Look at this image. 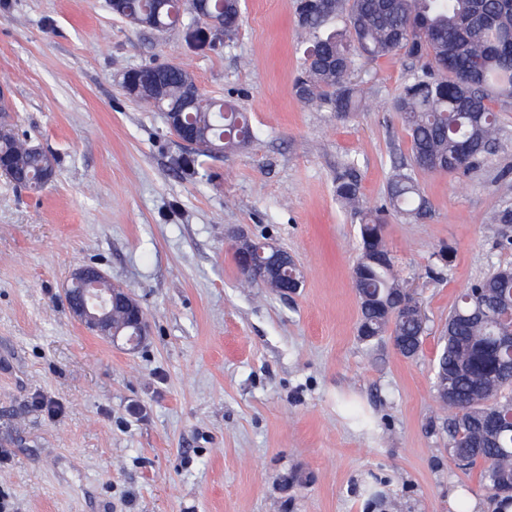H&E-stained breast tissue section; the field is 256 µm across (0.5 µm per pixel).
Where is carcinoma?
Returning <instances> with one entry per match:
<instances>
[{"mask_svg": "<svg viewBox=\"0 0 512 512\" xmlns=\"http://www.w3.org/2000/svg\"><path fill=\"white\" fill-rule=\"evenodd\" d=\"M224 4V31L239 23V0H199L213 10ZM143 16L162 32L181 23L188 40L212 43L214 29L201 25L197 12L162 10L144 3ZM301 39L310 43L295 92L316 108L340 117L362 104L354 81L358 62L401 54L421 63L408 71L390 103L410 139V160L394 166L387 183L386 208L406 220L427 218L422 174H464L477 170L505 133L501 113L512 112V0H336L326 9L311 0H295ZM165 74L162 94L143 103L161 112L194 115L200 154H216L244 145L251 136L247 116L230 103L204 97L188 70L178 64L159 67ZM0 160L16 185L54 171L56 158L17 139L0 127ZM352 162L336 181L339 202L360 216V252L353 285L362 302L358 334L372 340L404 336L402 355L416 356L423 345L427 318L419 300L404 288L386 247L380 211L364 206ZM504 205L495 210L497 224H512V178L499 179ZM512 308V267H502L471 284L448 315L444 347L435 367L434 387L448 386L442 403L451 410L446 421L448 454L466 467L480 468L481 486L504 512L512 492V431L492 435V413H512V374L496 364L495 347L503 335L496 309Z\"/></svg>", "mask_w": 512, "mask_h": 512, "instance_id": "carcinoma-1", "label": "carcinoma"}]
</instances>
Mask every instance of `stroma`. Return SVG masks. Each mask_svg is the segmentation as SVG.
Returning a JSON list of instances; mask_svg holds the SVG:
<instances>
[{
	"label": "stroma",
	"mask_w": 512,
	"mask_h": 512,
	"mask_svg": "<svg viewBox=\"0 0 512 512\" xmlns=\"http://www.w3.org/2000/svg\"><path fill=\"white\" fill-rule=\"evenodd\" d=\"M243 22L194 48L115 16L109 0H0V87L14 134L55 155L39 191L0 173V501L6 512H493L478 469L448 456L434 390L460 292L512 264V224L490 216L512 171L508 131L469 175L426 174L429 218L389 214L384 235L427 316L402 357L357 328L360 220L336 197L357 163L384 201L408 137L386 105L411 66L359 67L365 95L340 119L299 101L305 50L293 0H240ZM184 65L200 92L244 112L251 137L192 154L125 73ZM288 250L298 293L248 288L235 235ZM453 258L432 276L435 254ZM101 270L143 308L135 350L89 335L64 288Z\"/></svg>",
	"instance_id": "obj_1"
}]
</instances>
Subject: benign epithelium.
Wrapping results in <instances>:
<instances>
[{"instance_id": "benign-epithelium-1", "label": "benign epithelium", "mask_w": 512, "mask_h": 512, "mask_svg": "<svg viewBox=\"0 0 512 512\" xmlns=\"http://www.w3.org/2000/svg\"><path fill=\"white\" fill-rule=\"evenodd\" d=\"M267 258L259 263L245 265L246 271L263 276L268 281H278L283 285L282 292L292 294L300 288L295 277L298 264L291 254L272 244L265 243ZM103 273L95 267H80L70 275L66 288L67 304L81 327L103 339L117 342L125 340L131 347H137L145 338L148 324L144 311L125 289L118 288L105 295L95 288ZM119 302L126 308L127 316L122 329L112 327V303Z\"/></svg>"}]
</instances>
